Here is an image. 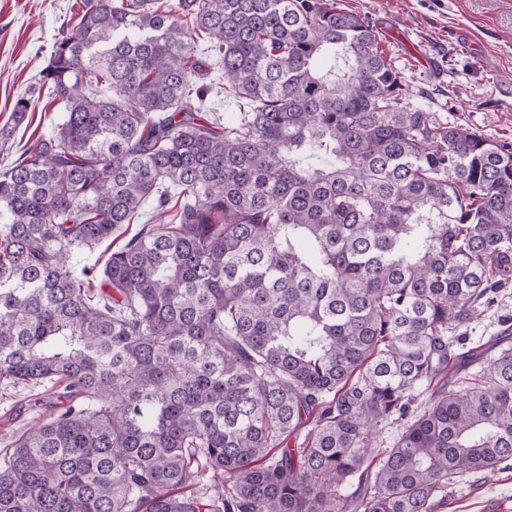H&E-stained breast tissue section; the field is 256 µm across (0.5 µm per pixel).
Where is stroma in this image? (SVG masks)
<instances>
[{
  "mask_svg": "<svg viewBox=\"0 0 512 512\" xmlns=\"http://www.w3.org/2000/svg\"><path fill=\"white\" fill-rule=\"evenodd\" d=\"M374 26L379 46L392 60L410 104L442 124L460 125L512 144V0H340ZM81 0H0V126L15 101L32 93L61 29H72ZM203 64L206 103L214 116L243 111L224 95L216 56L194 47ZM62 116L40 99L0 148V167L12 164L29 142L47 137ZM39 389L0 385V458L38 421L29 408ZM439 512H512V469L460 481Z\"/></svg>",
  "mask_w": 512,
  "mask_h": 512,
  "instance_id": "1",
  "label": "stroma"
}]
</instances>
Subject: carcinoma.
I'll use <instances>...</instances> for the list:
<instances>
[{"label": "carcinoma", "instance_id": "cac0c4a2", "mask_svg": "<svg viewBox=\"0 0 512 512\" xmlns=\"http://www.w3.org/2000/svg\"><path fill=\"white\" fill-rule=\"evenodd\" d=\"M200 40L245 111L205 110ZM37 91L65 115L0 170V382L64 392L0 512H433L512 461V341L468 344L512 298V144L411 107L366 19L82 0ZM155 212L152 206H147L143 210L140 218L136 221V224H124L123 227L112 235L110 239L103 242L99 247L90 255L89 263H95L100 269H102L110 254L112 253V246H121L126 243L131 237L136 235L145 224H158L152 223ZM112 241H114L112 243Z\"/></svg>", "mask_w": 512, "mask_h": 512}]
</instances>
